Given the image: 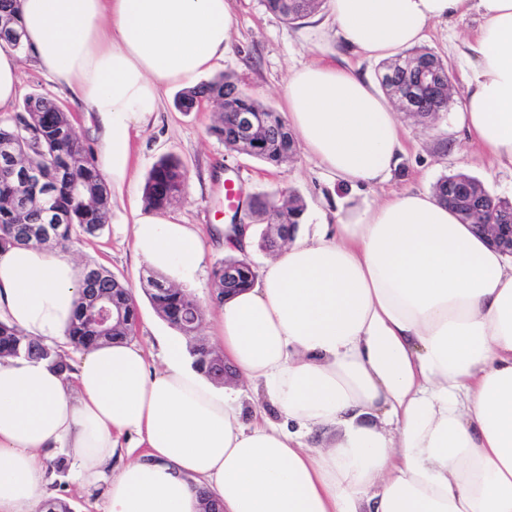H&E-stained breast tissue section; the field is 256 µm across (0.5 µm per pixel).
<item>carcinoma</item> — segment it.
Masks as SVG:
<instances>
[{"instance_id": "obj_1", "label": "carcinoma", "mask_w": 512, "mask_h": 512, "mask_svg": "<svg viewBox=\"0 0 512 512\" xmlns=\"http://www.w3.org/2000/svg\"><path fill=\"white\" fill-rule=\"evenodd\" d=\"M266 10L288 23L300 21L322 5L323 0H263ZM429 70L435 81L423 84L420 72ZM380 83L387 94L392 91L408 96L420 112L417 119L432 123L448 111L453 100L454 86L448 64L429 50L411 49L382 64ZM230 98L231 107L251 112L262 133L251 144L248 155L269 167L278 168L290 161L296 153V137L285 120L273 110L264 107L247 94L239 92L236 83L226 74L182 91L177 106L189 109L207 100L216 104ZM56 100L32 94L22 109L0 118V155L8 152L18 155L19 161L39 168L40 185H25L8 170L0 169V249L44 240L38 234L45 224L47 213H54L53 243L65 250L83 235L93 236L103 229L109 210V191L94 155L76 134L67 133L70 115L58 112ZM211 134L224 142L225 147L239 150L232 117L219 113ZM187 170L173 157L161 158L151 169L145 186L144 202L149 208L169 205L183 191ZM251 217L260 224L280 225V237L296 230L303 220L305 204L292 192L274 196L254 195L248 201ZM471 224L497 223L512 214V204L505 198L491 195L484 206L462 205ZM240 266L238 279L224 285V266ZM257 278L255 267L243 264V258L230 255L219 260L212 270V281L217 290L216 299L224 302V288L229 292L252 285ZM142 291L156 312L179 330L188 341L192 364L206 378L218 386L224 385V354L209 346L198 336L202 308L190 294L170 283L162 274L149 270L142 278ZM106 296L127 306L128 320H136L137 304L132 291L100 266L85 268L80 298L68 328V344L76 351H86L101 344L128 339L130 331L118 322L102 330L93 314L87 312L89 299ZM25 357L43 360L56 370L71 374L74 366L61 349L22 335L18 329L0 321V358Z\"/></svg>"}]
</instances>
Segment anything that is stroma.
I'll use <instances>...</instances> for the list:
<instances>
[{
	"label": "stroma",
	"mask_w": 512,
	"mask_h": 512,
	"mask_svg": "<svg viewBox=\"0 0 512 512\" xmlns=\"http://www.w3.org/2000/svg\"><path fill=\"white\" fill-rule=\"evenodd\" d=\"M233 12V30L222 60L214 74H228L240 88L276 112H285L283 87L289 73L316 59L314 45L321 35H333L335 26L327 10H320L305 20L289 24L268 12L262 0H229ZM477 14H470L465 25L439 22L429 27L422 42L444 61L453 76L457 94H464L466 83L462 43L465 28L476 27ZM22 95L40 94L58 100L72 113L80 140L98 150L102 127L97 118L79 113L74 102L48 76L40 73L28 55L19 59ZM179 88H171L163 97V105L154 120L135 134L132 140L130 174L137 188L123 195H111L109 221L98 234L83 237L70 249V257L79 265L92 264L106 268L120 282L138 295L136 327L129 343L146 351L152 366L162 364L157 339L176 335L177 330L154 310L142 296L141 281L147 263L133 250L131 224L136 214L146 213L142 187L154 164L163 156L179 158L188 171L180 198L167 208L182 223L192 224L204 241H211L217 224L224 221V179L232 177L246 194L279 195L288 189L305 202L302 233L313 235L320 224L336 223L347 217L352 206L366 208L382 197L410 188H429L445 174L463 171L483 181L496 196L512 199V166L490 170L480 150L455 130L454 112L445 113L434 124H422L408 114H401L407 148L383 185L349 192L320 163L305 151L283 167L273 168L241 152L225 148L211 135L210 127L217 117L213 104L204 103L191 111L176 106ZM224 257L223 247L206 251L202 264L182 285L203 308L199 328L202 337L214 330L218 309L213 300L211 272ZM48 494L67 499L73 512H103V503L95 492L81 490L70 476L46 471Z\"/></svg>",
	"instance_id": "35a3bbf8"
}]
</instances>
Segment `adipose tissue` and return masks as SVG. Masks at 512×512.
Instances as JSON below:
<instances>
[{
	"mask_svg": "<svg viewBox=\"0 0 512 512\" xmlns=\"http://www.w3.org/2000/svg\"><path fill=\"white\" fill-rule=\"evenodd\" d=\"M335 42L388 58L431 24L478 13L458 106L467 138L512 165V0H328ZM35 67L99 117L122 188L132 128L224 56L228 0H20ZM288 124L343 185L385 182L404 151L397 116L353 72H290ZM137 254L193 277L205 243L158 214ZM81 275L36 246L0 250V320L64 341ZM212 340L238 383L218 386L160 337L161 367L128 342L81 354L73 375L0 360V512H36L54 449L104 512H512V261L429 189H407L313 237L292 233L255 283L221 303ZM270 402L286 421L244 419ZM320 433L322 442L308 446ZM145 451L108 475L120 436Z\"/></svg>",
	"mask_w": 512,
	"mask_h": 512,
	"instance_id": "ef3b65f1",
	"label": "adipose tissue"
}]
</instances>
